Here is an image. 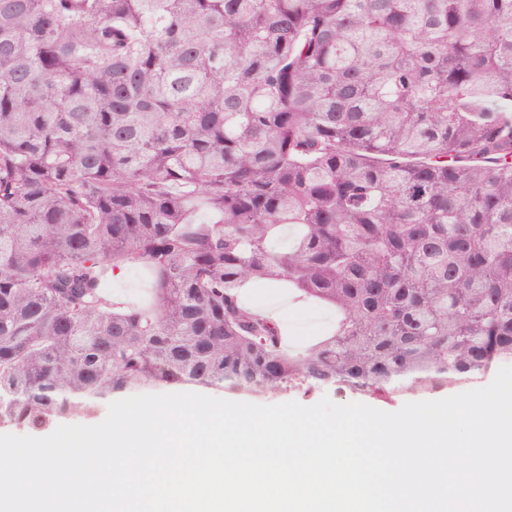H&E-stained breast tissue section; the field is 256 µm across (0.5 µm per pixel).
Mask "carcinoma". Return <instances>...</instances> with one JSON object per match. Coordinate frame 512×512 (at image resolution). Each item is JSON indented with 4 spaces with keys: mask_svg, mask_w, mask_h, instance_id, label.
<instances>
[{
    "mask_svg": "<svg viewBox=\"0 0 512 512\" xmlns=\"http://www.w3.org/2000/svg\"><path fill=\"white\" fill-rule=\"evenodd\" d=\"M248 280L332 332L285 348ZM508 364L512 0H0V427ZM150 279L138 268L121 267L108 270L104 286L114 297L127 301H141L148 296ZM300 299L305 303V307L295 308L298 304L291 306L300 313V317L294 320V325L300 336H294L290 328H288V324H285L284 328L286 338L291 339L293 342H298L297 340H300L301 336H308L310 337L309 341H311L312 338L314 339L322 332L328 330L330 324L336 321V314L332 308L302 297ZM288 334L291 336H288Z\"/></svg>",
    "mask_w": 512,
    "mask_h": 512,
    "instance_id": "obj_1",
    "label": "carcinoma"
}]
</instances>
